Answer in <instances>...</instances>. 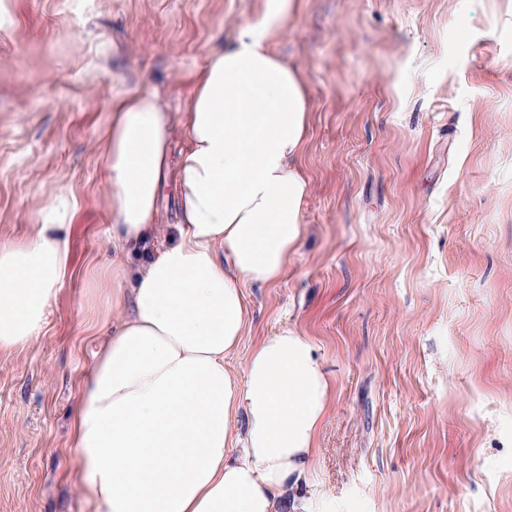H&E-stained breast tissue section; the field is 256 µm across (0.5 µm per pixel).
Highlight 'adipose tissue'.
Instances as JSON below:
<instances>
[{
	"mask_svg": "<svg viewBox=\"0 0 512 512\" xmlns=\"http://www.w3.org/2000/svg\"><path fill=\"white\" fill-rule=\"evenodd\" d=\"M294 0H268L212 50L179 165L181 222L111 285L126 317L83 382L73 446L92 512H280L310 474L330 386L308 337H264L226 364L250 319L241 282H277L304 233L307 87L272 40ZM107 138L114 250L152 241L172 126L154 94L124 98ZM75 200L0 242V351L36 340L63 286Z\"/></svg>",
	"mask_w": 512,
	"mask_h": 512,
	"instance_id": "adipose-tissue-1",
	"label": "adipose tissue"
}]
</instances>
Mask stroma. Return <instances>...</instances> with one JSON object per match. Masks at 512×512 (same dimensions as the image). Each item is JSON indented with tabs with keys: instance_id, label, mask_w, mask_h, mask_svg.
<instances>
[{
	"instance_id": "stroma-1",
	"label": "stroma",
	"mask_w": 512,
	"mask_h": 512,
	"mask_svg": "<svg viewBox=\"0 0 512 512\" xmlns=\"http://www.w3.org/2000/svg\"><path fill=\"white\" fill-rule=\"evenodd\" d=\"M0 23V241L77 202L38 338L0 352V512H91L71 425L122 315L107 134L124 97L169 105L156 237L178 221L183 115L212 49L265 0H9ZM274 48L307 85V233L243 283L228 358L281 324L330 386L310 512H512V0H296Z\"/></svg>"
}]
</instances>
